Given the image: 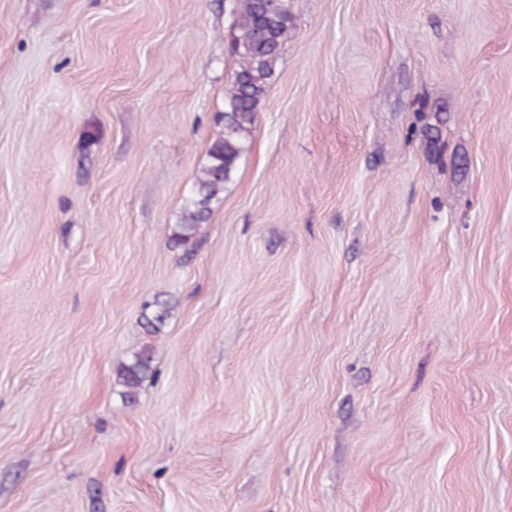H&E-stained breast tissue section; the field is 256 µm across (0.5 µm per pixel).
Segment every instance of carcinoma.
Masks as SVG:
<instances>
[{
  "instance_id": "cac0c4a2",
  "label": "carcinoma",
  "mask_w": 512,
  "mask_h": 512,
  "mask_svg": "<svg viewBox=\"0 0 512 512\" xmlns=\"http://www.w3.org/2000/svg\"><path fill=\"white\" fill-rule=\"evenodd\" d=\"M230 51L236 57L229 84L224 91L222 130L212 142L205 166L194 180L177 223L171 225L168 241L191 250L201 224L212 205L221 199L224 186L236 171L246 151V136L261 111L267 90L292 30L288 0H236ZM176 304L155 298L143 305V326L152 335L161 332L171 319ZM156 374L149 347L134 352L115 369V384L125 405L136 402L143 383Z\"/></svg>"
}]
</instances>
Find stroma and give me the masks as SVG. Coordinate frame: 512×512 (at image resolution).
<instances>
[{"label": "stroma", "instance_id": "35a3bbf8", "mask_svg": "<svg viewBox=\"0 0 512 512\" xmlns=\"http://www.w3.org/2000/svg\"><path fill=\"white\" fill-rule=\"evenodd\" d=\"M289 8L187 252L225 0H0V512H512V0ZM176 309V304L170 299H160L159 296L153 302L143 305L141 317L143 326L149 334L157 335L171 319ZM156 374L154 357L149 347L134 352L115 369V384L120 387L119 394L124 405L136 402L143 383Z\"/></svg>", "mask_w": 512, "mask_h": 512}]
</instances>
